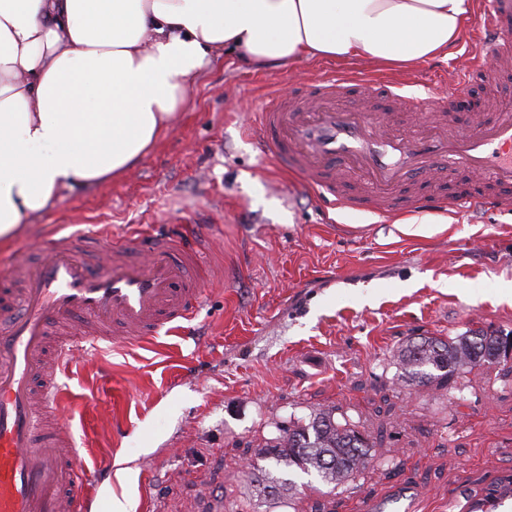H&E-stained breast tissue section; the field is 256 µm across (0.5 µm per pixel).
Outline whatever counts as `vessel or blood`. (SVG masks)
<instances>
[{"instance_id":"vessel-or-blood-1","label":"vessel or blood","mask_w":512,"mask_h":512,"mask_svg":"<svg viewBox=\"0 0 512 512\" xmlns=\"http://www.w3.org/2000/svg\"><path fill=\"white\" fill-rule=\"evenodd\" d=\"M478 31L480 51L447 97H394L432 110L431 127H400L386 113L345 106L358 84L340 75L301 97L272 96L255 115L258 147L335 209L386 218L402 184L457 174L471 188L415 195L405 213L512 209V113L467 130L448 122L475 72L512 64V0H492ZM89 249L100 252L98 266L85 258ZM211 253L209 237L191 225L144 224L123 234L54 232L37 260L9 266L12 288L0 290V512H92L71 425L54 416L64 380L88 367V350L130 349L184 330L206 301L199 282Z\"/></svg>"}]
</instances>
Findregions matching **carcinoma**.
I'll return each instance as SVG.
<instances>
[{"mask_svg":"<svg viewBox=\"0 0 512 512\" xmlns=\"http://www.w3.org/2000/svg\"><path fill=\"white\" fill-rule=\"evenodd\" d=\"M500 336L484 331L462 336H424L406 340L397 353L403 377L417 386L438 383L483 364L508 365L499 353ZM367 439L350 423H340L330 411H320L309 421L298 420L268 445L265 458L277 469L297 467L316 474L328 484L341 485L367 461ZM251 475L268 495L278 498L295 488L291 479L276 477L254 465Z\"/></svg>","mask_w":512,"mask_h":512,"instance_id":"obj_1","label":"carcinoma"}]
</instances>
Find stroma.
<instances>
[{
    "label": "stroma",
    "instance_id": "35a3bbf8",
    "mask_svg": "<svg viewBox=\"0 0 512 512\" xmlns=\"http://www.w3.org/2000/svg\"><path fill=\"white\" fill-rule=\"evenodd\" d=\"M472 31L447 60L405 72L360 61H304L254 71L231 54L191 83L189 101L159 147L120 178L62 195L32 217L0 257L37 254L52 230L199 221L223 269L185 336L100 355L73 381L80 414L62 409L84 439L86 466L125 458V481H103L93 512L114 497L147 512H392L399 493L415 512H468L512 477V373L481 366L448 386L403 384L395 352L408 338L512 333V211L431 214L424 230L323 205L276 171L248 131L274 91L297 93L333 72L393 91L437 94L465 56ZM479 110L512 111V73L473 75ZM333 410L366 437V466L331 486L291 469L290 496L261 497L250 471L294 420Z\"/></svg>",
    "mask_w": 512,
    "mask_h": 512
}]
</instances>
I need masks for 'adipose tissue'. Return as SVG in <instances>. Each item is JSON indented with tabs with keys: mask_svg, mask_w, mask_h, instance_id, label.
<instances>
[{
	"mask_svg": "<svg viewBox=\"0 0 512 512\" xmlns=\"http://www.w3.org/2000/svg\"><path fill=\"white\" fill-rule=\"evenodd\" d=\"M474 0H0V244L155 149L225 52L260 71L447 60Z\"/></svg>",
	"mask_w": 512,
	"mask_h": 512,
	"instance_id": "obj_1",
	"label": "adipose tissue"
}]
</instances>
